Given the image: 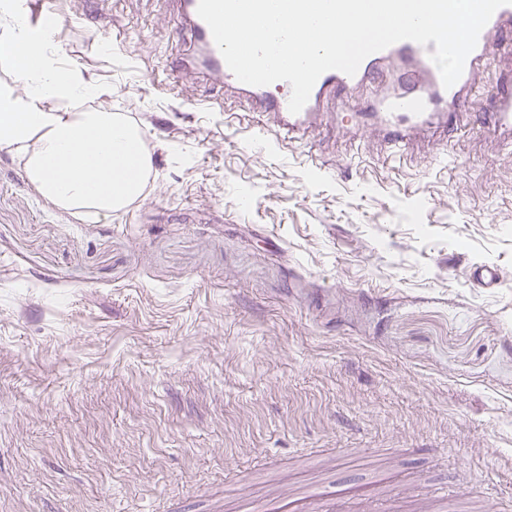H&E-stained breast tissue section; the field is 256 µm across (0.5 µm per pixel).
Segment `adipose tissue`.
Returning <instances> with one entry per match:
<instances>
[{
	"label": "adipose tissue",
	"instance_id": "ef3b65f1",
	"mask_svg": "<svg viewBox=\"0 0 512 512\" xmlns=\"http://www.w3.org/2000/svg\"><path fill=\"white\" fill-rule=\"evenodd\" d=\"M107 88L63 63L51 32H34L0 0V151L35 191L73 216H109L139 199L153 172L139 128L99 107Z\"/></svg>",
	"mask_w": 512,
	"mask_h": 512
}]
</instances>
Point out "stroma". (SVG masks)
Here are the masks:
<instances>
[{
    "label": "stroma",
    "instance_id": "1",
    "mask_svg": "<svg viewBox=\"0 0 512 512\" xmlns=\"http://www.w3.org/2000/svg\"><path fill=\"white\" fill-rule=\"evenodd\" d=\"M44 2L154 171L80 219L0 151V512H512V145L280 144L168 0Z\"/></svg>",
    "mask_w": 512,
    "mask_h": 512
}]
</instances>
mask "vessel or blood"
Masks as SVG:
<instances>
[{
    "label": "vessel or blood",
    "instance_id": "1",
    "mask_svg": "<svg viewBox=\"0 0 512 512\" xmlns=\"http://www.w3.org/2000/svg\"><path fill=\"white\" fill-rule=\"evenodd\" d=\"M171 2L176 34L186 41L184 52L176 60L174 77H194L219 85L243 99L253 115H277L276 140L298 143L328 123L336 134L352 139L374 132L384 145L394 149L427 132L436 136L437 150H445L449 128L468 126L472 119L475 75L488 66L500 35L512 32V5H507L499 8L481 31L460 79L449 88L443 86L439 71L429 58L434 44L397 42L365 58L354 75L338 70L323 73L307 104L294 114L288 108L292 93L288 82L252 86L237 80L208 25L197 14L198 0ZM364 88L371 91L374 109L373 124L368 128L353 115L357 94ZM493 103L492 127L512 139V76L498 81Z\"/></svg>",
    "mask_w": 512,
    "mask_h": 512
}]
</instances>
